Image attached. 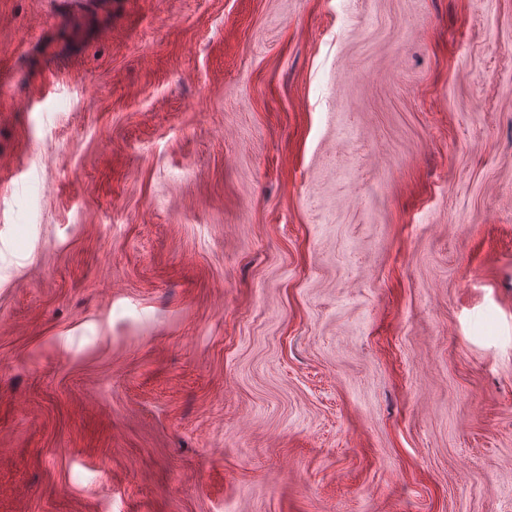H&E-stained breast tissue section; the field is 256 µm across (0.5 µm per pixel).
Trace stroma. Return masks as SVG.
Listing matches in <instances>:
<instances>
[{"mask_svg": "<svg viewBox=\"0 0 512 512\" xmlns=\"http://www.w3.org/2000/svg\"><path fill=\"white\" fill-rule=\"evenodd\" d=\"M0 512H512V0H0Z\"/></svg>", "mask_w": 512, "mask_h": 512, "instance_id": "obj_1", "label": "stroma"}]
</instances>
